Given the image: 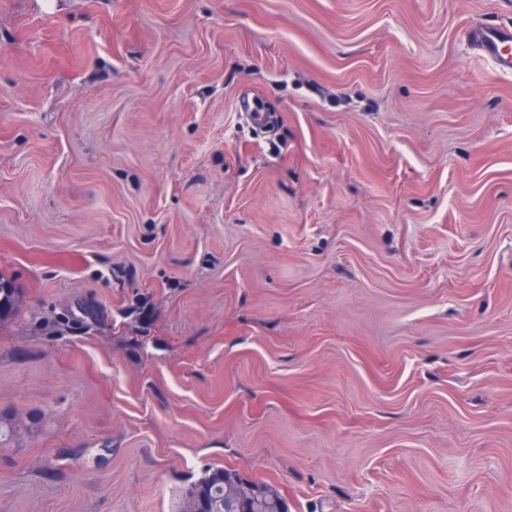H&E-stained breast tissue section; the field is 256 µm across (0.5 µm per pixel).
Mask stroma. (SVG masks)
Segmentation results:
<instances>
[{"label":"stroma","instance_id":"obj_1","mask_svg":"<svg viewBox=\"0 0 512 512\" xmlns=\"http://www.w3.org/2000/svg\"><path fill=\"white\" fill-rule=\"evenodd\" d=\"M483 30L512 0H0V512H180L216 467L512 512ZM0 274V284H4L5 288L0 286V318L2 315H16L19 312V296L16 288H13L11 281L9 282Z\"/></svg>","mask_w":512,"mask_h":512}]
</instances>
